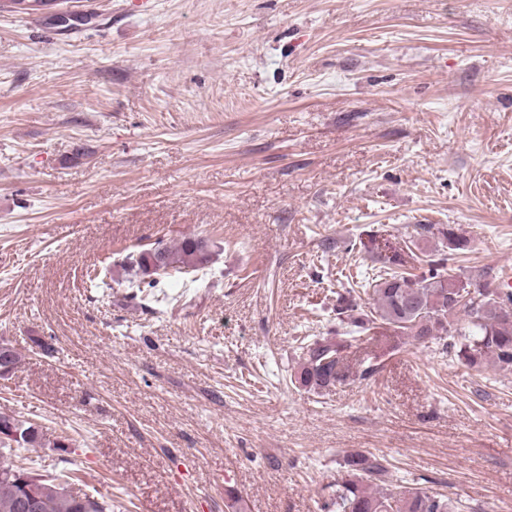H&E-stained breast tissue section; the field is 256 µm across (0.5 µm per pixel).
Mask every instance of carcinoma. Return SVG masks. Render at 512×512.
Returning <instances> with one entry per match:
<instances>
[{
  "label": "carcinoma",
  "mask_w": 512,
  "mask_h": 512,
  "mask_svg": "<svg viewBox=\"0 0 512 512\" xmlns=\"http://www.w3.org/2000/svg\"><path fill=\"white\" fill-rule=\"evenodd\" d=\"M421 234L431 235L462 253L468 240L453 227L419 225ZM372 262L380 265V279L373 288V303L365 307L355 291L336 299L339 328L332 336L302 339L301 362L294 382L306 391H329L348 378L344 360L353 345L370 335L380 321L397 332L423 343H436L467 368L479 370L491 365L512 372V291L491 287L487 274L455 277L448 274V258L428 261L421 274L407 271L416 262L414 252L401 256L370 251ZM212 260L210 247L201 238H185L176 244L157 240L137 256L128 257L129 287L152 303L168 301L158 289L160 280L178 274L198 273ZM70 448L62 435H52L42 427L0 412V512H20L13 487L18 476L38 475L34 483L36 512H112V500L84 490L67 492L80 485L74 470H56L49 464L42 469L27 468L10 461L14 448ZM323 512H465L462 502L421 487L391 486L386 458L372 453L346 455L334 482L328 485Z\"/></svg>",
  "instance_id": "carcinoma-1"
}]
</instances>
